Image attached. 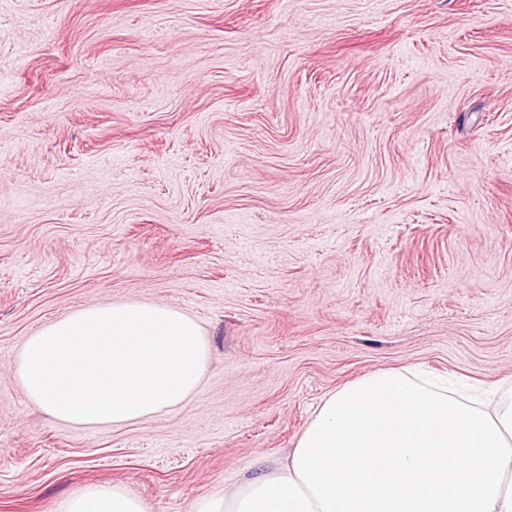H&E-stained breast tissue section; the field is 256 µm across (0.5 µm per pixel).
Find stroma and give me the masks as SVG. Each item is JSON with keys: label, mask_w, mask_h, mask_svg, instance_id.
<instances>
[{"label": "stroma", "mask_w": 512, "mask_h": 512, "mask_svg": "<svg viewBox=\"0 0 512 512\" xmlns=\"http://www.w3.org/2000/svg\"><path fill=\"white\" fill-rule=\"evenodd\" d=\"M134 301L200 324L185 403L26 398L27 336ZM408 367L512 385V0H0V512H191ZM58 512H146L144 503L118 485H90L64 500Z\"/></svg>", "instance_id": "35a3bbf8"}]
</instances>
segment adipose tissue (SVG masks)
Instances as JSON below:
<instances>
[{
	"label": "adipose tissue",
	"instance_id": "1",
	"mask_svg": "<svg viewBox=\"0 0 512 512\" xmlns=\"http://www.w3.org/2000/svg\"><path fill=\"white\" fill-rule=\"evenodd\" d=\"M58 512L146 507L99 484ZM194 512H512V396L493 407L410 368L365 375L327 395L284 460L259 458Z\"/></svg>",
	"mask_w": 512,
	"mask_h": 512
}]
</instances>
